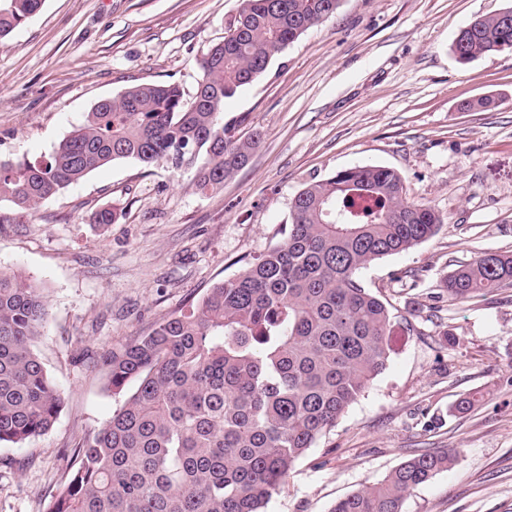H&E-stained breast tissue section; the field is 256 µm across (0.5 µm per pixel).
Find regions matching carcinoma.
<instances>
[{
	"instance_id": "1",
	"label": "carcinoma",
	"mask_w": 512,
	"mask_h": 512,
	"mask_svg": "<svg viewBox=\"0 0 512 512\" xmlns=\"http://www.w3.org/2000/svg\"><path fill=\"white\" fill-rule=\"evenodd\" d=\"M341 0H241L224 40L200 62L185 97L176 83L140 84L98 101L46 156L0 161V224H23L60 190L116 160L194 171L220 190L259 136L239 139L224 100L272 58L333 17ZM43 0H0V45ZM512 50V7L474 18L452 51L464 63ZM122 209L98 210L115 224ZM283 241L234 277L105 353L107 389L135 383L112 418L74 449L45 512H265L295 463L365 392L390 357L389 303L358 272L433 238L443 220L406 198L402 177L357 165L304 186ZM512 285V253L485 252L448 273L454 299ZM44 289L0 272V444L46 434L63 405L34 343ZM454 451L414 455L330 512H403L406 498L456 462Z\"/></svg>"
}]
</instances>
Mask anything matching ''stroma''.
<instances>
[{
  "mask_svg": "<svg viewBox=\"0 0 512 512\" xmlns=\"http://www.w3.org/2000/svg\"><path fill=\"white\" fill-rule=\"evenodd\" d=\"M512 0H341L224 103L235 136L259 134L247 165L200 194L193 172L118 160L0 224V270L41 285L35 349L65 404L52 429L0 445V512H44L64 450L124 395L99 360L234 277L240 257L281 242L306 184L356 166L397 170L438 234L358 277L391 305L386 369L296 462L266 512H330L413 454L455 465L403 512H512V285L469 299L442 281L485 252H512V50L459 62L461 27ZM241 0H45L0 46V161L48 154L94 104L141 83L193 92L199 63ZM489 97L493 106L479 108ZM117 205L115 224L92 215ZM478 394L463 414L450 408Z\"/></svg>",
  "mask_w": 512,
  "mask_h": 512,
  "instance_id": "stroma-1",
  "label": "stroma"
}]
</instances>
